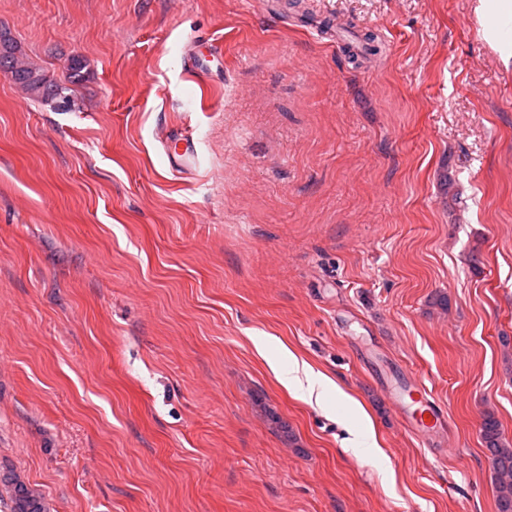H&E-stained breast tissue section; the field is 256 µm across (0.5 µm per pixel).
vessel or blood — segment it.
I'll return each instance as SVG.
<instances>
[{
  "instance_id": "vessel-or-blood-1",
  "label": "vessel or blood",
  "mask_w": 512,
  "mask_h": 512,
  "mask_svg": "<svg viewBox=\"0 0 512 512\" xmlns=\"http://www.w3.org/2000/svg\"><path fill=\"white\" fill-rule=\"evenodd\" d=\"M174 167L191 171L199 166V153L192 130L167 134L163 141ZM387 397L400 415L405 427L431 445L446 446L448 413L413 376L395 381L386 390Z\"/></svg>"
}]
</instances>
